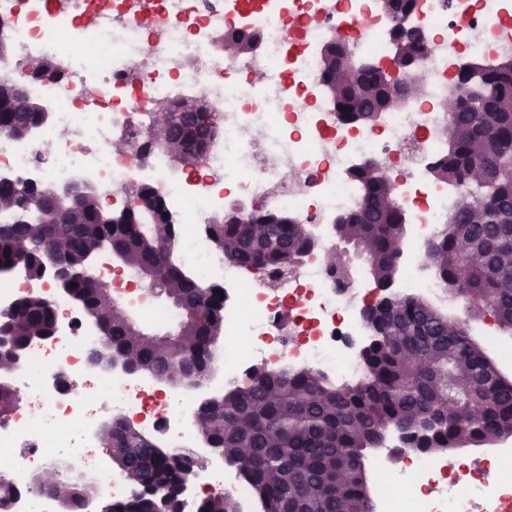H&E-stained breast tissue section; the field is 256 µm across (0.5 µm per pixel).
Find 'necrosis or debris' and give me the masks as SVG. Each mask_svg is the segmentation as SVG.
<instances>
[{"instance_id": "4bbe7bcc", "label": "necrosis or debris", "mask_w": 512, "mask_h": 512, "mask_svg": "<svg viewBox=\"0 0 512 512\" xmlns=\"http://www.w3.org/2000/svg\"><path fill=\"white\" fill-rule=\"evenodd\" d=\"M287 16L294 26L285 36ZM0 20L7 33L0 71L51 108L32 133L0 135V179L65 186L87 178L110 209L126 205L132 186H151L184 227L181 259L201 284L224 287V352L213 372L224 385L257 366L306 368L338 383L362 379L357 341L370 333L367 285L324 260L337 218L362 202L350 175L362 161H386L406 213L402 294L438 293L437 280L422 274V254L468 193L429 172L448 146L444 105L461 92L457 73L466 60L512 57V0H415L404 25L431 45L419 89L371 124L340 119L321 79L323 47L341 37L350 59L387 64L394 22L381 0H0ZM240 29L257 36L260 50L225 53V34ZM34 60L50 62L52 75L30 81ZM185 93L210 105L218 131L206 155L175 178L149 135L158 109ZM231 198L288 211L317 248L274 279L225 258L197 227L219 219ZM22 296L51 300L62 318L9 379L40 414L15 406L0 418V484L13 489L0 512H58L54 495L35 488L29 463L51 465L60 451L93 447L103 432L95 404L183 458L190 483L257 512L238 471L213 456L198 431L200 384L179 387L152 375L135 383L91 364L87 353L103 338L82 308L50 278L20 269L0 286V310ZM78 379L87 392L73 391ZM402 446L388 433L370 459L377 512H512V436L462 457L453 471L436 451L394 467Z\"/></svg>"}]
</instances>
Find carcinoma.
Masks as SVG:
<instances>
[{"label":"carcinoma","mask_w":512,"mask_h":512,"mask_svg":"<svg viewBox=\"0 0 512 512\" xmlns=\"http://www.w3.org/2000/svg\"><path fill=\"white\" fill-rule=\"evenodd\" d=\"M394 60L429 54V42L400 25ZM482 74L459 77L464 108L450 116L448 149L433 174L467 182L473 169L492 176L478 183L472 202L456 205L449 223L427 246L431 266L448 293L465 300L473 317L492 315L512 330V58L489 64L473 59ZM322 76L335 81L340 103L367 121L389 100L411 88L379 68L354 72L324 48ZM19 87L0 86V127H39L48 116ZM209 113L196 128L178 113L169 116L165 143L172 156L191 162L201 137L211 130ZM354 180L365 203L335 224L336 238L353 247L379 288L390 287L398 270L406 215L382 167H367ZM70 198L56 188L0 180V277L22 265L44 274L55 249L67 269L60 287L93 318L108 350L97 359L130 363L175 380L196 381L211 368L213 348L224 329V286L201 285L174 260L182 229L164 199L149 186L138 195L151 210L137 208L128 224L112 222L87 182L68 185ZM263 211L210 226V238L231 260L278 276L313 248L301 224H262ZM115 255L128 266L150 267L164 282L171 304L181 310L172 349L158 334L131 336L125 324L100 302L89 278L94 258ZM472 257L473 263L465 262ZM56 308L45 298H22L4 318L10 351L17 355L54 331ZM372 328L361 354L364 377L338 385L307 369L275 371L255 367L249 382L204 401L197 425L210 447L242 475L262 512H375L365 469V451L397 431L404 447L418 452L480 447L512 434V380L472 338L469 324L451 319L419 296H384L364 313ZM112 437V462L135 491L112 503V512H182L178 487L186 467L168 456L130 423L116 419L105 428ZM94 493L91 481L67 478L56 486L62 512H76ZM197 512H239L235 501L208 496Z\"/></svg>","instance_id":"1"}]
</instances>
